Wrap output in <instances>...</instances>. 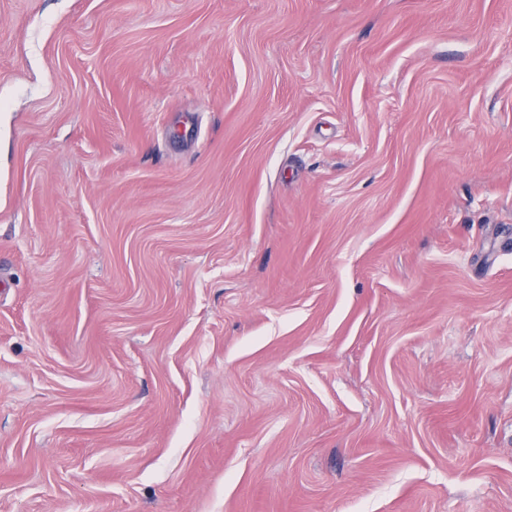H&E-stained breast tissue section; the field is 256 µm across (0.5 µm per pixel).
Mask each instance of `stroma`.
Segmentation results:
<instances>
[{"instance_id": "1", "label": "stroma", "mask_w": 512, "mask_h": 512, "mask_svg": "<svg viewBox=\"0 0 512 512\" xmlns=\"http://www.w3.org/2000/svg\"><path fill=\"white\" fill-rule=\"evenodd\" d=\"M0 512H512V0H0Z\"/></svg>"}]
</instances>
